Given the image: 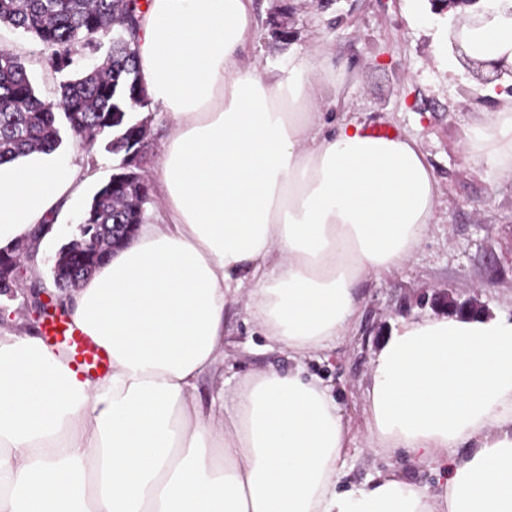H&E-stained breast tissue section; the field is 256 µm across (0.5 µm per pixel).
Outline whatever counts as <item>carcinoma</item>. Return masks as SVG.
<instances>
[{
	"label": "carcinoma",
	"instance_id": "obj_1",
	"mask_svg": "<svg viewBox=\"0 0 512 512\" xmlns=\"http://www.w3.org/2000/svg\"><path fill=\"white\" fill-rule=\"evenodd\" d=\"M140 0H0V25L21 29L41 46L45 64L59 74L57 100L40 98L20 58L0 49V163L32 151L53 152L63 136L121 157L111 181L98 188L82 223L142 224L149 194L133 202L112 192L149 137V118L137 112L149 100L138 77ZM110 36L103 61L76 68L77 51L102 49L97 36Z\"/></svg>",
	"mask_w": 512,
	"mask_h": 512
}]
</instances>
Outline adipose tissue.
<instances>
[{
    "label": "adipose tissue",
    "mask_w": 512,
    "mask_h": 512,
    "mask_svg": "<svg viewBox=\"0 0 512 512\" xmlns=\"http://www.w3.org/2000/svg\"><path fill=\"white\" fill-rule=\"evenodd\" d=\"M140 79L176 128L154 177L160 223L140 225L67 303L111 369L73 372L35 336H0V512H512V315L401 321L381 343L369 441L443 474L340 489L349 443L320 379L237 377L232 407L202 400L224 363V315L299 361L348 336L359 284L411 261L439 186L419 141L318 114L336 96L328 44L263 68L246 54L252 0H143ZM512 58V18L470 31ZM467 151L512 179V98ZM76 166L33 152L0 164V248L59 222ZM465 459L449 463L450 451Z\"/></svg>",
    "instance_id": "1"
}]
</instances>
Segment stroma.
Wrapping results in <instances>:
<instances>
[{
  "mask_svg": "<svg viewBox=\"0 0 512 512\" xmlns=\"http://www.w3.org/2000/svg\"><path fill=\"white\" fill-rule=\"evenodd\" d=\"M279 5L280 0H253L257 34L252 59L265 67L284 66L293 48L328 43L327 64L343 85L336 100L324 101V111L376 130L416 136L439 181V205L418 254L403 270L362 283L359 318L350 336L303 362L325 380L349 424L345 487L362 485L379 472H397L434 489L438 476L431 467L413 463L400 451H372L363 412L365 389L379 346L399 320L447 314L452 301L481 311H512V181L494 178L464 150L470 126L480 113L497 110L508 83L475 79L445 43L450 19L435 13L431 0H419L412 14L404 10L403 0H337L326 10L318 0H299L296 36L288 45L273 33ZM1 46L21 57L41 98L54 100L58 79L42 65L39 44L22 31L1 27ZM59 152L89 181L55 239L39 246L35 267L23 281L27 288H52L50 258L78 236L93 193L119 162L98 144L67 140ZM46 328L22 299L0 300L1 331L41 336ZM224 351L223 368L201 379L202 399L220 394L232 402L236 376L294 366L258 332L241 301L225 314Z\"/></svg>",
  "mask_w": 512,
  "mask_h": 512,
  "instance_id": "obj_1",
  "label": "stroma"
}]
</instances>
